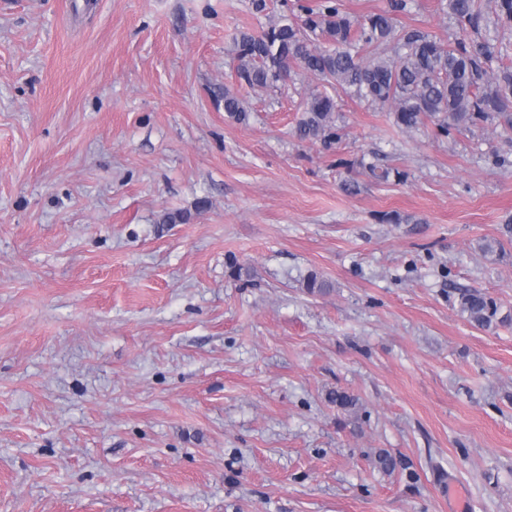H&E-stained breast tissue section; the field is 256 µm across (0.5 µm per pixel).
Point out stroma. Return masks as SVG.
Returning <instances> with one entry per match:
<instances>
[{
  "instance_id": "1",
  "label": "stroma",
  "mask_w": 512,
  "mask_h": 512,
  "mask_svg": "<svg viewBox=\"0 0 512 512\" xmlns=\"http://www.w3.org/2000/svg\"><path fill=\"white\" fill-rule=\"evenodd\" d=\"M266 3L0 0V512H512V131L297 138L325 83L236 72ZM460 308L462 312L467 313L472 323L485 329L508 320L507 315L498 318V306L495 301L476 290L461 294Z\"/></svg>"
}]
</instances>
